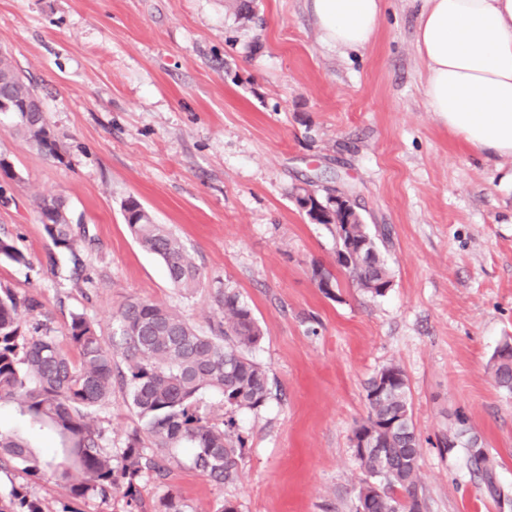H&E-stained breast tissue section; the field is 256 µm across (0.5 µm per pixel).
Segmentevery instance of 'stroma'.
<instances>
[{
    "mask_svg": "<svg viewBox=\"0 0 512 512\" xmlns=\"http://www.w3.org/2000/svg\"><path fill=\"white\" fill-rule=\"evenodd\" d=\"M424 0H383L366 48L324 44L306 0H0V51L42 102L59 146L45 156L0 113V237L27 264L0 259V291L40 305L61 347L72 314L102 337L130 299L159 303L196 328L222 320L211 288H174L122 217L136 197L183 241L206 279L251 309L253 356L280 393L238 413L237 481L216 486L175 451L166 478L141 484L143 512L167 490L187 512H355L362 472L352 437L365 387L405 372L427 512H512L467 464L477 439L497 485L512 489V395L490 363L512 336V158L486 159L428 111L415 46ZM344 192L371 228H388L393 285L357 288L336 263V228L310 223L298 189ZM61 195L95 243L83 278L54 248L35 207ZM338 280L317 286L316 269ZM466 425H459L458 415ZM112 447L140 421L114 390L93 414ZM0 427L33 447L47 428L0 404ZM27 487L42 512L65 501L54 476L0 469V501Z\"/></svg>",
    "mask_w": 512,
    "mask_h": 512,
    "instance_id": "stroma-1",
    "label": "stroma"
}]
</instances>
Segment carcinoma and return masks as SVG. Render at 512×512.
Here are the masks:
<instances>
[{"instance_id":"cac0c4a2","label":"carcinoma","mask_w":512,"mask_h":512,"mask_svg":"<svg viewBox=\"0 0 512 512\" xmlns=\"http://www.w3.org/2000/svg\"><path fill=\"white\" fill-rule=\"evenodd\" d=\"M40 101L25 83L10 58L0 52V112H10L16 130L29 137L45 155L58 157V143L44 110L26 109ZM41 223L52 245L76 255L88 241L87 232L73 224L69 205L61 196L37 200ZM123 217L132 235L146 251L164 264L170 282L185 292L201 287L203 274L181 240L164 224H155L135 197L123 204ZM376 252L359 264L337 260L355 285L375 296L391 288L381 246L390 241L383 229L371 234ZM22 263L25 255L13 241L0 238V259ZM224 313L219 334L208 335L174 310L157 303L130 299L115 315L110 343L95 325L74 314L66 337L76 349L73 361L60 347L53 331L40 319L24 325L19 309L36 311L33 300H18L9 291L0 294V401L14 402L62 441V447L46 454L32 448L18 435L0 430V468L13 466L36 482L50 471L61 481L67 503L62 512H77L72 505L90 500L105 502L112 491L123 490L129 512H137L140 487L149 476L168 474L171 454L190 448L193 465L211 482L233 481L239 471L244 440L233 417L241 410H255L272 395L267 371L250 353L263 340L251 309L236 292L215 278L209 284ZM126 364L121 370L117 360ZM497 386L512 393V342L499 347L492 363ZM379 374L395 377L384 386L374 376L366 386L367 417L354 435L370 434L374 445L385 449L383 457L371 452L355 459L364 475L357 496L384 487L372 500L371 512H421L426 508L419 488L421 445L412 421L404 371L396 364ZM127 391L141 428L134 429L125 446L113 450L101 430L90 422L93 409L112 395L115 381ZM229 414L219 418V411ZM467 463L499 497L493 466L470 439ZM0 512H42L37 500L24 489H15L9 505ZM156 512H186L179 493L168 490Z\"/></svg>"}]
</instances>
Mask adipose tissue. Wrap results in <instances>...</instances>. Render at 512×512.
Wrapping results in <instances>:
<instances>
[{
  "mask_svg": "<svg viewBox=\"0 0 512 512\" xmlns=\"http://www.w3.org/2000/svg\"><path fill=\"white\" fill-rule=\"evenodd\" d=\"M327 45L366 47L381 0H307ZM416 47L427 107L471 150L512 157V0H425Z\"/></svg>",
  "mask_w": 512,
  "mask_h": 512,
  "instance_id": "obj_1",
  "label": "adipose tissue"
}]
</instances>
